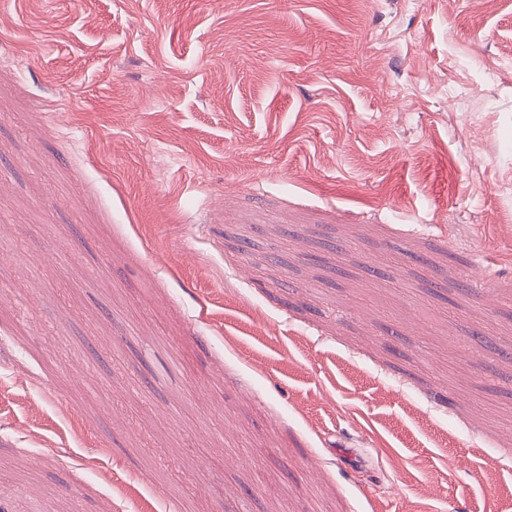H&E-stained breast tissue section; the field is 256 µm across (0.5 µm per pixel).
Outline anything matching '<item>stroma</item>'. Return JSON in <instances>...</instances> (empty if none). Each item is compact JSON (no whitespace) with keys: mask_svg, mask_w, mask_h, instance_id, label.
I'll return each mask as SVG.
<instances>
[{"mask_svg":"<svg viewBox=\"0 0 512 512\" xmlns=\"http://www.w3.org/2000/svg\"><path fill=\"white\" fill-rule=\"evenodd\" d=\"M512 512V0H0V512Z\"/></svg>","mask_w":512,"mask_h":512,"instance_id":"35a3bbf8","label":"stroma"}]
</instances>
